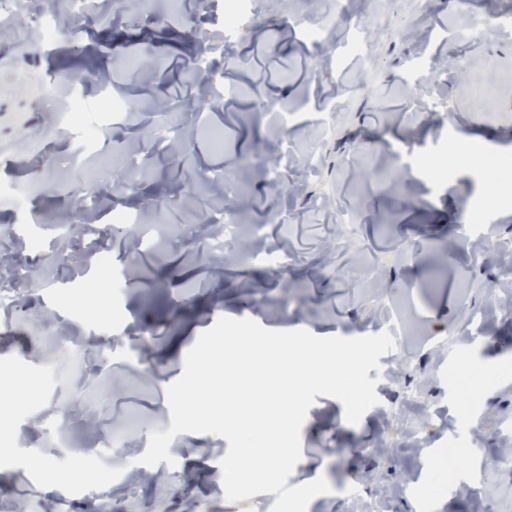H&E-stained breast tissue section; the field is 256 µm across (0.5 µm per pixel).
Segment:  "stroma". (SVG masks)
<instances>
[{"label": "stroma", "instance_id": "stroma-1", "mask_svg": "<svg viewBox=\"0 0 512 512\" xmlns=\"http://www.w3.org/2000/svg\"><path fill=\"white\" fill-rule=\"evenodd\" d=\"M225 2L173 17L167 0H94L76 19L56 0L53 44L30 23L0 37V259L19 271L0 377L30 387L4 402L0 508L21 488L28 512H270L273 493L226 502L223 437L181 433L175 466L137 462L171 425L184 335L227 316L400 329L358 424L327 396L309 409L287 484L331 490L307 512H512V477L490 463L512 442V311L493 298L512 263L489 249L512 242V184L477 164L512 155V20L489 26L505 0L464 16L458 0H248L236 35ZM471 361L504 369L467 409L449 376ZM410 392L425 412L395 414ZM113 419L132 447L113 445ZM446 448L468 451L449 474ZM75 453L104 479L49 486L33 465Z\"/></svg>", "mask_w": 512, "mask_h": 512}]
</instances>
